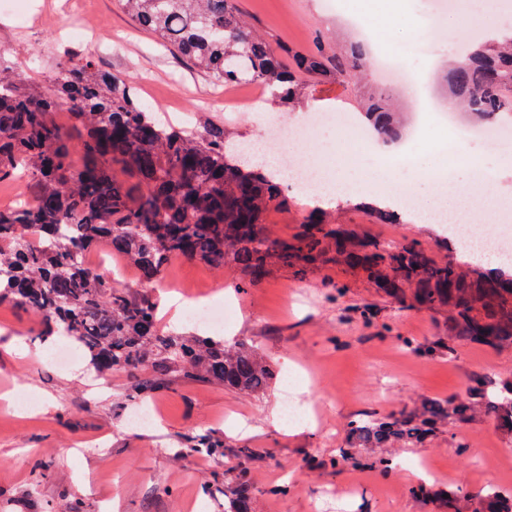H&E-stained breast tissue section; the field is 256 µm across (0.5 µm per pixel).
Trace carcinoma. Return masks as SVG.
<instances>
[{
    "label": "carcinoma",
    "mask_w": 512,
    "mask_h": 512,
    "mask_svg": "<svg viewBox=\"0 0 512 512\" xmlns=\"http://www.w3.org/2000/svg\"><path fill=\"white\" fill-rule=\"evenodd\" d=\"M139 24L155 34L216 83L250 79L294 103L302 74L360 80L367 65L364 49L345 55L322 46L284 66L265 38L250 29L236 0H123ZM448 92L483 123L512 118V31L490 44H474L446 75ZM68 107L81 131L82 163L73 165L72 137L51 119ZM363 116L386 140L400 135L386 96L368 97ZM232 140L224 126L197 135L156 124L137 100L134 87L115 74H100L85 58L59 63L51 88L43 90L4 74L0 67V182L21 174L35 186L23 209L0 207V303L36 313L40 337L68 339L98 377L146 369L151 376L132 387L147 396L177 381L206 382L259 395L274 380L268 359L256 348L230 346L222 336L163 331L158 305L83 266L79 251L104 246L145 281L159 278L179 257L215 268L231 262L246 273L267 272L273 264L304 266L328 259L330 245L350 261L351 241L312 224L298 235L273 238L262 219L287 203L284 187L262 167L228 155ZM371 278L411 286L414 301L448 308V337L407 346L434 357L452 354L467 341L512 350V288L493 274L474 282L453 263L432 264L425 254L402 246L376 248L360 256ZM489 416L512 438V388L506 381L473 379L466 398L445 403L422 400L398 417L349 422L331 465L364 461L382 471L392 449L424 448L455 423L478 424ZM178 453L214 462L212 481L202 493L219 512H257L252 450L219 482L224 437L205 431L180 438ZM448 512H512V493L497 488L471 498L458 487L412 489Z\"/></svg>",
    "instance_id": "carcinoma-1"
}]
</instances>
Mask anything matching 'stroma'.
<instances>
[{"instance_id": "1", "label": "stroma", "mask_w": 512, "mask_h": 512, "mask_svg": "<svg viewBox=\"0 0 512 512\" xmlns=\"http://www.w3.org/2000/svg\"><path fill=\"white\" fill-rule=\"evenodd\" d=\"M459 10L477 17L467 31L447 24L431 30L427 42L412 31L393 30L376 49L398 54L414 77H430L439 104L447 98L437 81L470 41L512 27V0H457ZM246 22L277 49L292 54L325 45L345 53L359 34L349 19L350 0H237ZM0 50L14 74L45 87L55 64L65 56L91 55L99 71L126 76L139 101L152 112H181L188 127L226 126L235 139H257L271 120L294 123L314 112L358 113L370 92L388 82L376 70L361 80L302 77L293 105L282 106L264 86L220 88L190 61L141 28L121 0H18L15 10L0 11ZM257 96L253 112L237 106H203L220 92ZM348 137L321 135L291 145L300 159L318 156L336 163L337 175L362 185L364 199L326 202L289 190L286 207L269 212L264 222L279 237H293L319 214L329 228L362 242L414 245L438 264L454 262L470 279L487 277L491 264L460 253L444 224L418 223L414 210L397 208L382 218L367 199L382 193L384 171L365 145L343 158ZM444 157L435 152L401 163L396 180L414 182L427 198L441 179ZM117 286L159 299L169 294L188 301L221 299L232 289L235 303L224 329L225 340L258 349L274 364L269 389L252 396L201 382H177L151 394L154 425L129 429L136 403L126 395L138 372L113 374L101 381L84 363L60 368L49 363L46 346L36 343L40 322L25 311L0 304V504L13 503L23 490L54 500L65 508L71 498L83 500L87 512H214L200 492L213 465L204 458L178 455V437L204 431L224 436V463L238 465L236 449L251 448V463L261 512H439L433 501L413 495L414 486L455 485L471 497L488 488L512 491V442L498 437L493 421L458 423L428 447L395 452L391 475L360 464L336 468L328 461L343 445L350 420L398 416L421 400L464 398L472 375L512 377V351L461 341L453 355L428 359L405 343L426 344L448 334L446 309L417 308L377 288L357 267L338 262L304 271L280 267L250 282L236 264L217 269L202 261L173 259L161 277L142 281L133 268L113 259ZM376 307L374 324L359 317V308ZM309 408L312 422L284 426L278 415L289 378ZM63 473L62 484L38 482L35 463ZM287 486L288 494L272 489Z\"/></svg>"}]
</instances>
